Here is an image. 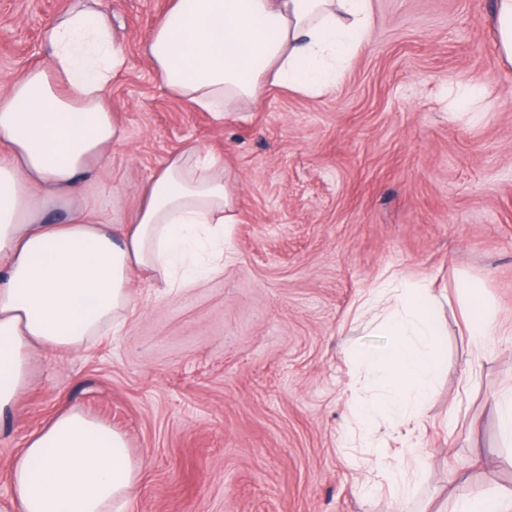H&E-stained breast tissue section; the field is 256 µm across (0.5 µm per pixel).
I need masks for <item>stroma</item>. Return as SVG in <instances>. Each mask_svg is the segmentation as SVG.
<instances>
[{"label": "stroma", "instance_id": "1", "mask_svg": "<svg viewBox=\"0 0 512 512\" xmlns=\"http://www.w3.org/2000/svg\"><path fill=\"white\" fill-rule=\"evenodd\" d=\"M70 0H0V91L47 64L44 29ZM370 38L336 88H268L246 118L214 121L156 79L143 50L169 0H101L126 57L106 92L124 130L80 202L129 223L152 176L187 144L224 160L235 195L223 272L189 288L137 280L121 328L32 362L0 425V512L11 465L50 418L75 407L123 434L139 466L123 512H394L366 488L353 394L371 396L357 349H385L382 311L360 298L393 274L439 298L440 372L423 410L424 466L410 512H452L449 473L476 494H512L497 402L512 387V338L468 343V286L512 325V64L493 0H373ZM484 89L470 121L459 92Z\"/></svg>", "mask_w": 512, "mask_h": 512}]
</instances>
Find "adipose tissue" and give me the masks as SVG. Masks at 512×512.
Listing matches in <instances>:
<instances>
[{
	"label": "adipose tissue",
	"instance_id": "ef3b65f1",
	"mask_svg": "<svg viewBox=\"0 0 512 512\" xmlns=\"http://www.w3.org/2000/svg\"><path fill=\"white\" fill-rule=\"evenodd\" d=\"M98 0H73L50 19L49 67H36L0 93V421L13 416L32 361L76 350L120 325L134 278L187 288L219 273L234 199L223 164L188 145L152 177L146 201L122 231L89 220L76 203L85 175L108 162L124 133L103 92L125 64ZM373 0H171L145 53L172 93L216 119L257 105L267 87L307 96L333 89L366 44ZM65 207V222L39 214L31 186ZM468 341L483 349L497 329L479 284L468 291ZM435 299L412 292L391 320L389 348L358 350L375 400L355 423L369 462L380 457L376 416L417 425L440 368ZM138 477L127 440L70 408L31 435L13 461L18 512H110Z\"/></svg>",
	"mask_w": 512,
	"mask_h": 512
}]
</instances>
